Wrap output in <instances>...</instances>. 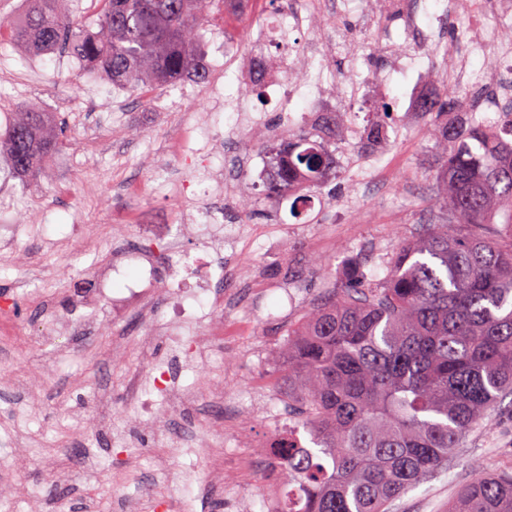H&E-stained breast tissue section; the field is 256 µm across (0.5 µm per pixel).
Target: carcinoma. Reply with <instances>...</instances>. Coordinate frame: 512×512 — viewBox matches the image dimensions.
Wrapping results in <instances>:
<instances>
[{"label":"carcinoma","instance_id":"obj_1","mask_svg":"<svg viewBox=\"0 0 512 512\" xmlns=\"http://www.w3.org/2000/svg\"><path fill=\"white\" fill-rule=\"evenodd\" d=\"M26 2L20 17H0V35L35 55L64 49L145 95L209 80L202 29L224 0H98L91 31L65 0ZM446 94L418 104L434 115L440 153L429 223L393 246L384 279L354 275L288 326L273 372L288 394V433L271 456L288 491L272 512H391L512 396V130L448 120ZM59 140L53 113L26 107L0 151L26 176L51 164ZM264 150L269 196L288 197L299 179L320 189L336 173L327 142L308 134ZM448 512H512V466L476 473Z\"/></svg>","mask_w":512,"mask_h":512}]
</instances>
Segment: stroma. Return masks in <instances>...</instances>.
I'll use <instances>...</instances> for the list:
<instances>
[{
    "label": "stroma",
    "mask_w": 512,
    "mask_h": 512,
    "mask_svg": "<svg viewBox=\"0 0 512 512\" xmlns=\"http://www.w3.org/2000/svg\"><path fill=\"white\" fill-rule=\"evenodd\" d=\"M337 2L335 20L348 48L312 62L337 83L333 103L350 133L336 145L357 162L381 156L386 165L365 184L356 172L337 169L335 181L320 192L321 206L300 218L291 214L289 200L266 197L257 173L266 141L309 132L308 121L303 113L281 112L272 89L243 83L224 60L229 33L240 54L258 53L271 65L287 66L285 44L304 48L319 23L284 31L286 0H271L259 23L228 32L218 15L205 27L210 80L224 90L220 111L207 107V86L190 80L146 101L86 73L68 54L32 57L20 44L0 40V130L18 108L38 105L54 113L63 131L52 164L33 178L10 175L0 158V225L33 227L21 247L0 242V295L14 298L13 314L22 325L20 335L0 342V377L45 381L31 396L0 390V487L20 490L15 512H86L91 503L97 512H114L115 497L135 499L153 480L149 453L162 443L159 422L164 418L174 428L195 426L197 435L175 453L176 472L192 474V481H173L171 498L159 503L158 512H225L223 498L209 495L216 481L211 464L217 459L224 462L223 497H235L238 512H269L274 505L279 489L263 472L268 448L287 430L288 419L282 414L286 399L271 385L270 375L289 323L300 319L328 286L341 283L351 263H358L368 279L384 278L395 241L414 235L430 208L433 118L407 112L412 72L394 71L390 63L391 48L406 40L404 30L395 21L377 25L350 11L346 0ZM362 46L377 76L364 97L352 102L343 81ZM239 101L263 114L264 127L243 126L235 109ZM185 108L193 112L187 127L182 124ZM369 122L386 125L388 140L371 144L355 136V129ZM237 126L242 129L238 139L213 157V174H223L226 156H252L250 168L240 172L241 193L257 198L254 222L263 231L245 235L238 247L251 278H224L235 307L224 314L223 339L178 369L185 388L204 389L221 380L241 396L236 425L223 431L224 445L216 448L212 441L218 430L209 403L174 418L163 408L132 415L126 402L129 380L148 379L153 365L167 364L172 354L162 336L142 351L138 339L147 328L135 316L125 319L128 342L116 349L112 307L96 292V272L111 268L115 239L141 248L140 225L178 223L158 169L170 163L188 177L186 162L205 149L211 130L224 133ZM386 180L393 193L383 190ZM121 211L131 221L116 237L109 217ZM53 313L81 317L86 327L64 347L40 341ZM123 416L132 439L128 447L116 448L112 422ZM511 460L509 397L495 424L469 436L460 459L403 495L394 512H448L449 498L474 470L492 471ZM52 463L63 468L64 482H52Z\"/></svg>",
    "instance_id": "stroma-1"
}]
</instances>
